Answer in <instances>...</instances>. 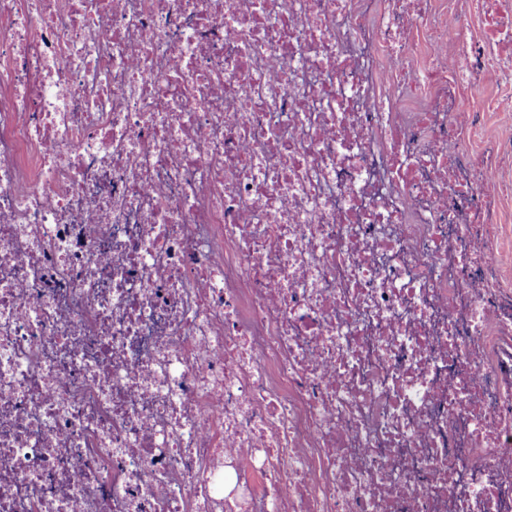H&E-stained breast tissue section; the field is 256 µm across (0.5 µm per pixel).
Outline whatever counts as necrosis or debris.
<instances>
[{
  "label": "necrosis or debris",
  "mask_w": 512,
  "mask_h": 512,
  "mask_svg": "<svg viewBox=\"0 0 512 512\" xmlns=\"http://www.w3.org/2000/svg\"><path fill=\"white\" fill-rule=\"evenodd\" d=\"M512 0H0V512H512Z\"/></svg>",
  "instance_id": "obj_1"
}]
</instances>
